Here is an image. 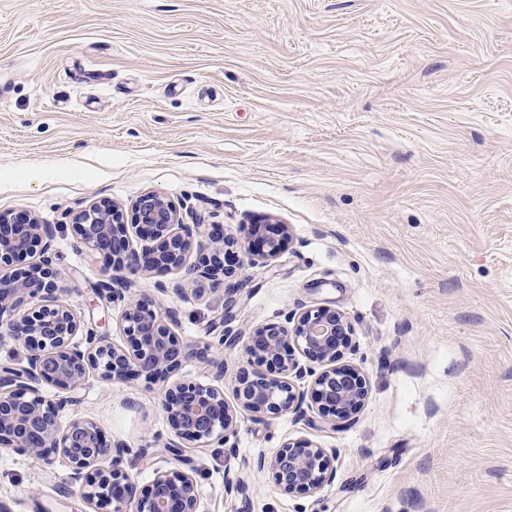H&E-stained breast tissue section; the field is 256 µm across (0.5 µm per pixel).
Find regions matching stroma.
<instances>
[{
    "label": "stroma",
    "instance_id": "obj_1",
    "mask_svg": "<svg viewBox=\"0 0 512 512\" xmlns=\"http://www.w3.org/2000/svg\"><path fill=\"white\" fill-rule=\"evenodd\" d=\"M155 190L187 223L289 225L265 265L235 252V306L206 281L178 312L212 381L210 342L329 301L352 322L369 398L356 425L242 416L236 456L166 449L158 388L91 371L64 411L146 447V487L189 464L203 512H512V0H0V213L55 229L66 303L118 344L104 261L73 236L95 202ZM337 451L335 482L289 495L249 465L288 440ZM68 462L0 451L8 512H101ZM249 486L226 495L225 475Z\"/></svg>",
    "mask_w": 512,
    "mask_h": 512
}]
</instances>
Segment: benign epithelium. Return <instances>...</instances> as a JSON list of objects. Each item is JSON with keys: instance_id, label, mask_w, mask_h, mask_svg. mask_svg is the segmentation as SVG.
<instances>
[{"instance_id": "7a95c632", "label": "benign epithelium", "mask_w": 512, "mask_h": 512, "mask_svg": "<svg viewBox=\"0 0 512 512\" xmlns=\"http://www.w3.org/2000/svg\"><path fill=\"white\" fill-rule=\"evenodd\" d=\"M131 226L152 246L132 248ZM72 228L80 242L108 259L96 294L121 305L130 346L110 342L81 323L61 301L66 285L52 267L51 226L27 215L0 214V267L35 251L42 255V261L24 277L0 276V335L25 350V363L0 366L1 449L44 464L53 454L65 458L70 466L69 483L85 490L89 499L112 503V512H200L197 481L191 471L157 469L149 493L141 494L124 462L131 455H145L146 449L118 441L107 443L90 418H64L71 399L48 400L38 386L44 383L60 393L72 391L95 369L112 381L158 384L160 405L174 436L191 444L216 441L229 455L236 453L231 438L237 434L240 409L255 418L291 415L300 420L307 416L310 398L332 427L356 423L369 388L358 364L340 363L345 352L357 349L353 325L343 312L330 305H313L286 313L281 324L259 325L243 335L223 331L212 345L215 353L242 340L248 362L266 368L239 375L235 386L238 406L234 407L215 385L190 380L168 384L172 374L195 356L194 349L171 328L177 322L176 311L161 310L149 293H133L128 288L132 275L183 269L185 278L173 288L162 284L156 288L187 301L196 295L192 285L200 279L218 283L226 275L223 250L214 249L194 264L186 263L189 252L221 243L244 249L252 265L269 263L291 238L288 225L279 226V236L264 238L255 252L252 243L261 225L249 226L241 241L222 224H187L175 204L151 190L134 201L129 218L115 205H91L74 216ZM26 296H39L45 304L26 316L14 317V308ZM253 466L269 470L284 493L313 497L336 480V449L309 439L288 441L270 457L258 454ZM247 492L244 480L224 477L225 494L244 498Z\"/></svg>"}]
</instances>
